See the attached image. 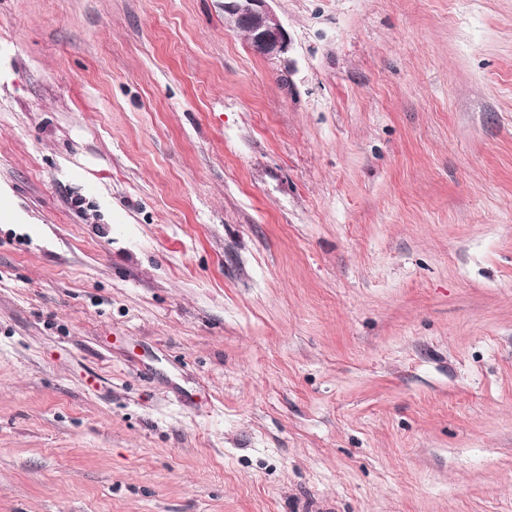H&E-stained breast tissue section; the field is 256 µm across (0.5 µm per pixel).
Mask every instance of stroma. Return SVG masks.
I'll list each match as a JSON object with an SVG mask.
<instances>
[{
    "label": "stroma",
    "instance_id": "35a3bbf8",
    "mask_svg": "<svg viewBox=\"0 0 512 512\" xmlns=\"http://www.w3.org/2000/svg\"><path fill=\"white\" fill-rule=\"evenodd\" d=\"M0 0V512H512V0ZM274 0H224V18L243 31L250 51L259 57L282 59L291 39L270 2Z\"/></svg>",
    "mask_w": 512,
    "mask_h": 512
}]
</instances>
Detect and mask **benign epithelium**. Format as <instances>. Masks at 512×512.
<instances>
[{
	"instance_id": "1",
	"label": "benign epithelium",
	"mask_w": 512,
	"mask_h": 512,
	"mask_svg": "<svg viewBox=\"0 0 512 512\" xmlns=\"http://www.w3.org/2000/svg\"><path fill=\"white\" fill-rule=\"evenodd\" d=\"M270 2L223 0L224 18L245 33L254 55L278 60L289 52L291 39Z\"/></svg>"
}]
</instances>
